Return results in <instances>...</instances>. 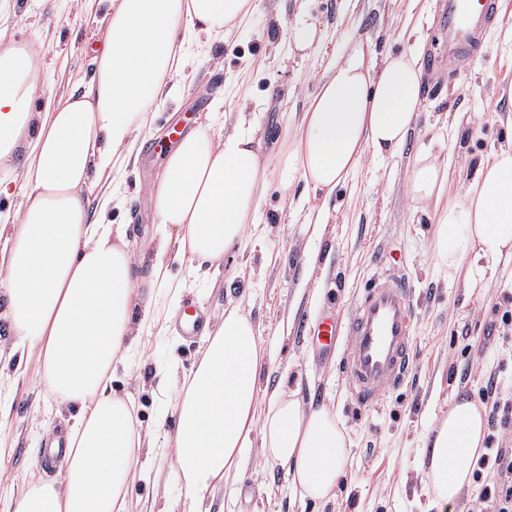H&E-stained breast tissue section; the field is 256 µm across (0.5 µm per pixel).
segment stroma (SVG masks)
Here are the masks:
<instances>
[{"label":"stroma","mask_w":512,"mask_h":512,"mask_svg":"<svg viewBox=\"0 0 512 512\" xmlns=\"http://www.w3.org/2000/svg\"><path fill=\"white\" fill-rule=\"evenodd\" d=\"M437 0H256L246 21L216 42L210 55L187 50L175 75L176 99L154 113L147 142L162 144L171 126L200 118L216 101L227 124L237 112L253 120L262 158L282 148L286 122L299 121L320 77L355 48L367 65L379 66L385 52L410 49L437 55L442 43L435 26ZM501 18L488 29L472 66L422 86L413 130L399 153L384 160L363 155L347 183L330 199L314 196L302 180L285 192H269L258 213L259 236L242 258H226L219 274L197 284L182 300L206 315L237 300L263 330L274 360L262 382L268 391L298 392L303 402L332 407L351 446L345 475L327 503L293 500L284 471L260 449L246 451L243 481H226L215 507L232 512H439L425 474L427 433L447 416L454 396L482 403L487 381H495L500 407L488 424L490 445L512 448V275L470 290L449 280L435 261L431 242L438 214L415 205L406 193L415 153L426 145L449 167V199L473 176L479 160L512 138V0H499ZM105 0H0V25L9 40L44 41L43 95L31 104L45 111L49 100L88 82L92 50L106 33ZM315 20L318 43L300 53L292 48L297 17ZM158 158L140 155L121 177L130 221L129 244L149 253L158 222L145 191L158 171ZM321 225L313 234V225ZM245 278L231 280L233 270ZM384 271L405 275L413 290L414 359L405 382L385 388L374 407L357 408L345 391L339 352L316 353L306 321L332 313L346 322L367 287ZM136 376L116 375L113 389L129 396L142 429L158 420L174 422V405L161 401L168 370L185 379L200 359L202 336H145ZM62 416L53 392L29 362L15 385L6 419L0 420V512L24 490L31 475L54 476L41 454L48 435H60ZM145 480L127 490L131 512L170 506L187 512L184 490L168 458L143 449Z\"/></svg>","instance_id":"1"}]
</instances>
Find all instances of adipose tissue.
<instances>
[{
    "label": "adipose tissue",
    "mask_w": 512,
    "mask_h": 512,
    "mask_svg": "<svg viewBox=\"0 0 512 512\" xmlns=\"http://www.w3.org/2000/svg\"><path fill=\"white\" fill-rule=\"evenodd\" d=\"M254 0H109L108 34L93 51L82 89L34 112L41 89L42 43L0 37V194L19 185L24 199L0 224V296L13 339L11 354L37 359L42 381L72 410L64 466L30 479L13 512H127L126 487L139 453L162 449L182 480L189 512H209L216 490L239 479L246 449L257 446L283 468L294 497L322 500L344 473L349 439L324 405L297 393L264 395L267 354L261 331L241 306L204 330L198 364L175 395L177 425L142 430L130 400L113 392L117 370H133L138 338L156 328L155 295L179 297L189 284L241 252L268 182L253 123L224 115L182 135L147 185L159 227L151 256L132 251L129 227L108 221L124 199L112 172L137 157L149 113L175 98L170 75L182 65L186 33L200 51L250 13ZM417 52L387 56L377 68L360 50L333 64L277 159L280 189L303 180L331 195L365 152L394 156L421 100ZM100 186L97 213L86 190ZM412 201L437 203L448 165L431 149L415 158ZM436 263L472 288L512 264V143L482 162L461 200L440 213ZM485 410L455 396L436 427L427 476L438 506L454 503L484 452Z\"/></svg>",
    "instance_id": "1"
}]
</instances>
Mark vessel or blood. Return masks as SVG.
<instances>
[{
    "label": "vessel or blood",
    "mask_w": 512,
    "mask_h": 512,
    "mask_svg": "<svg viewBox=\"0 0 512 512\" xmlns=\"http://www.w3.org/2000/svg\"><path fill=\"white\" fill-rule=\"evenodd\" d=\"M496 6L497 0H438L444 53L430 60L432 72L470 64ZM412 295L407 279L378 278L355 305L344 327L325 319L313 329L319 344L327 349L335 348L337 336H347L340 368L345 386L359 408L373 406L382 389L400 382L408 369L413 357Z\"/></svg>",
    "instance_id": "b4317fda"
}]
</instances>
